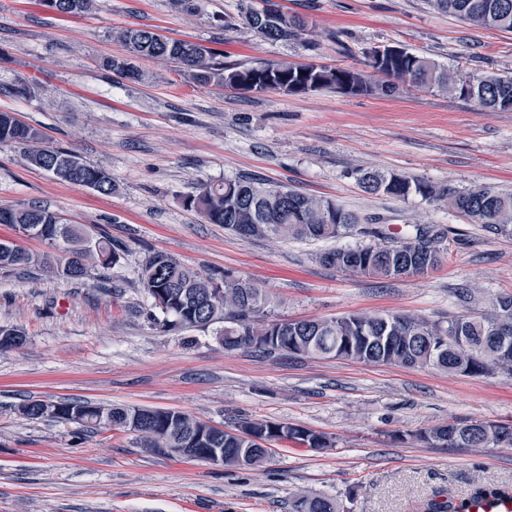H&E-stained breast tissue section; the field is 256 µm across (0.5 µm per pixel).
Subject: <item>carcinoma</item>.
<instances>
[{"mask_svg": "<svg viewBox=\"0 0 512 512\" xmlns=\"http://www.w3.org/2000/svg\"><path fill=\"white\" fill-rule=\"evenodd\" d=\"M44 7L64 15L88 12L92 0H39ZM437 13H446L475 26L512 32V0H426ZM238 21L270 42L310 44L304 19L281 9L274 0H239ZM128 57L108 58L103 67L127 78L140 79L133 60L169 62L189 83L230 89L302 94L329 88L341 93L385 94L394 84L373 86L370 73H378L416 86L444 90L474 105L512 111V72L474 74L465 78L441 67L430 58L406 48L373 47L366 52L367 70L328 68L318 64H286L266 60L251 65L226 64L212 50L187 40L171 39L153 28L129 27L115 33ZM0 145L21 151L32 166L54 180L84 187L109 196L115 184L106 169L85 161L73 151L44 145L42 132L0 111ZM357 184L369 194L407 199L418 197L446 206L472 224L496 233L512 235V194L492 187L460 188L448 183L410 179L393 171L358 169ZM186 207L202 214L211 224L242 238L284 237L300 240L342 238L358 231L360 218L327 198L308 196L282 185L262 184L248 177L204 183L184 200ZM0 224H12L30 238L40 240L47 251L35 255L20 245L0 251V269L37 265L52 278L79 281L99 269L119 262L120 250L104 233L97 239L80 224H65L52 211L35 207L0 206ZM441 232L416 228L415 235L396 243L347 245L319 255L321 263L352 275L379 279L422 277L448 259ZM140 283L155 313L150 317L161 328H205L224 322L220 341L227 351H283L291 355L336 358L366 364L433 366L462 376H512V293L492 298L490 309L475 314L430 321L405 313L348 314L326 319L291 321L275 316L266 293L252 282L224 272L191 270L172 255L154 252L141 267ZM23 344L16 328L0 326V349ZM29 420L50 419L81 425L92 431L131 433L144 448L162 453L164 448H195L203 460L206 448L224 449V465L239 467L240 449H250L249 467L262 464L266 451L257 440L283 436L290 443L322 452L335 447L324 433L287 422L245 420L232 432L216 428L173 408L93 406L71 402L47 404L30 400L19 409ZM408 436L429 446L480 448L487 443L512 447V425L454 420L418 429ZM466 500L451 498L428 503V512H462ZM291 512H340L338 502L306 492L295 494Z\"/></svg>", "mask_w": 512, "mask_h": 512, "instance_id": "1", "label": "carcinoma"}]
</instances>
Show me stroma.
<instances>
[{"instance_id":"35a3bbf8","label":"stroma","mask_w":512,"mask_h":512,"mask_svg":"<svg viewBox=\"0 0 512 512\" xmlns=\"http://www.w3.org/2000/svg\"><path fill=\"white\" fill-rule=\"evenodd\" d=\"M302 16L312 44L272 43L241 26L238 0H95L61 16L38 0H0V111L41 130L47 145L104 167L101 196L61 184L0 146V205H35L123 253L100 277L50 279L34 267L0 271V326L25 343L0 351V512H289L301 491L336 498L343 512H426L436 497L476 486L512 491V448H429L401 432L451 422L512 424V376L227 351L218 326L160 330L139 282L148 254L231 271L269 296L283 319L403 312L431 320L512 293V236L419 199L362 191L354 170L378 168L458 187L512 192V112L448 93L246 92L196 86L173 65L142 61L132 80L101 67L126 53L113 30L151 26L206 46L225 62L362 67L374 46L424 54L460 76L512 71V33L431 11L425 0H278ZM37 88L10 94L21 79ZM252 177L335 199L400 239L415 226L445 234L448 259L424 277L378 280L319 263L336 239H244L183 201L204 182ZM177 408L218 427L268 420L331 436L315 453L274 445L255 468H218L146 451L122 432L28 420L30 399Z\"/></svg>"}]
</instances>
